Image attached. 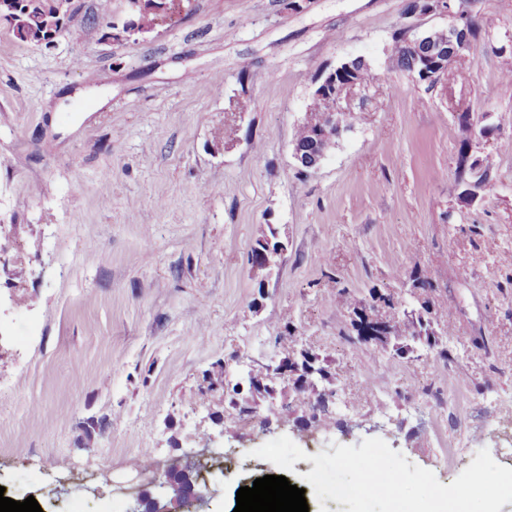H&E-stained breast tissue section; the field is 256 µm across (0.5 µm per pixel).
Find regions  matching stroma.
<instances>
[{
	"instance_id": "stroma-1",
	"label": "stroma",
	"mask_w": 512,
	"mask_h": 512,
	"mask_svg": "<svg viewBox=\"0 0 512 512\" xmlns=\"http://www.w3.org/2000/svg\"><path fill=\"white\" fill-rule=\"evenodd\" d=\"M411 0H183L172 20L109 38L127 0H72L51 43L0 21V486L43 512H130L146 455L220 447L193 512H233L277 474L252 450L309 455L384 440L450 484L481 449L512 467V0H454L478 35L436 85L394 68L396 35L448 29ZM362 59L351 126L317 169L293 158L324 77ZM492 127L490 185L463 197L459 114ZM288 249L269 279L263 234ZM425 281L453 324L445 372L339 333L371 291ZM295 331L333 377L339 427L309 407L233 412L236 383ZM473 413L466 447L406 403L425 386ZM497 393L495 414L481 392ZM308 428H301L302 420ZM273 240L275 241V248L272 247ZM267 242V244L263 242L265 249L255 245L252 248L251 259L256 272L267 270L274 264H278V262L275 263V259H282L287 251V244L279 239L276 232H273V238H267Z\"/></svg>"
}]
</instances>
